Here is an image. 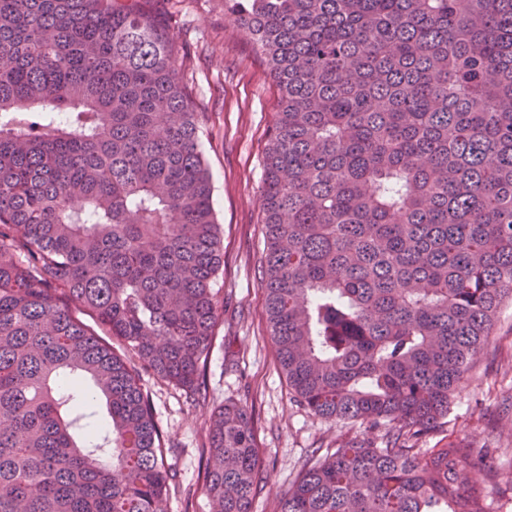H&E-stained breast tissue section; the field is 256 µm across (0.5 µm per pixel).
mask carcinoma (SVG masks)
<instances>
[{
    "label": "carcinoma",
    "mask_w": 512,
    "mask_h": 512,
    "mask_svg": "<svg viewBox=\"0 0 512 512\" xmlns=\"http://www.w3.org/2000/svg\"><path fill=\"white\" fill-rule=\"evenodd\" d=\"M227 2L279 90L278 362L310 412L382 432L308 458L277 512H486L464 449L419 443L512 301V0ZM149 3L0 0V512H167L140 372L200 390L224 243ZM260 480L252 413L218 408L214 512H253Z\"/></svg>",
    "instance_id": "obj_1"
}]
</instances>
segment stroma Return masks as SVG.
I'll use <instances>...</instances> for the list:
<instances>
[{
	"label": "stroma",
	"mask_w": 512,
	"mask_h": 512,
	"mask_svg": "<svg viewBox=\"0 0 512 512\" xmlns=\"http://www.w3.org/2000/svg\"><path fill=\"white\" fill-rule=\"evenodd\" d=\"M183 54V74L203 121L202 148L224 239L216 286L224 315L204 371L205 396L142 374L157 423L176 451L167 462L168 512H213L203 489L208 420L224 403L252 410L264 461L253 512H276L316 448L378 442L368 423L328 422L295 401L276 359L262 275L263 155L279 91L224 0H163ZM460 443L472 484L488 512H512V303H504L489 342L452 393L443 427L426 447Z\"/></svg>",
	"instance_id": "obj_1"
}]
</instances>
